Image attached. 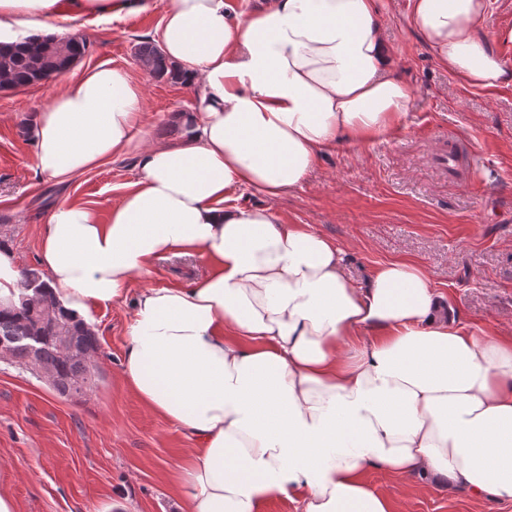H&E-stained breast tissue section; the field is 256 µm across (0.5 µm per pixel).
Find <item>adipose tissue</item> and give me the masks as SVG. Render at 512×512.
<instances>
[{"mask_svg": "<svg viewBox=\"0 0 512 512\" xmlns=\"http://www.w3.org/2000/svg\"><path fill=\"white\" fill-rule=\"evenodd\" d=\"M490 0H411L436 62L465 84L512 85ZM61 0H0V40L41 36ZM384 0H167L165 57L196 90L180 143H152L128 71L60 80L33 129L38 171L64 184L121 156L139 176L107 218L63 201L44 226L50 296L87 315L132 301L120 371L196 443L182 512H395L371 469L448 477L512 500V336L443 315L408 260L347 279L345 251L269 207L339 144L384 141L412 100L382 26ZM200 252L189 288L131 293L155 260Z\"/></svg>", "mask_w": 512, "mask_h": 512, "instance_id": "obj_1", "label": "adipose tissue"}]
</instances>
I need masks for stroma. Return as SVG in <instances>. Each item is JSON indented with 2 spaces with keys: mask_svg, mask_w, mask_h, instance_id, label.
Wrapping results in <instances>:
<instances>
[{
  "mask_svg": "<svg viewBox=\"0 0 512 512\" xmlns=\"http://www.w3.org/2000/svg\"><path fill=\"white\" fill-rule=\"evenodd\" d=\"M147 2V9L106 20L65 13L55 25L88 46L68 79L103 63L126 68L144 89L150 138L176 143L179 117L193 110L195 92L144 70L137 48L155 40L165 0ZM409 13V0H386L383 24L414 96L385 141L326 152L314 174L281 199L245 193L235 202L271 205L282 223L340 244L354 283L382 263L412 261L460 324L512 334V85L490 93L441 68ZM54 91L50 81L0 89V241L22 267H38L41 230L57 203L105 215L139 174L131 155L64 185L38 173L30 130ZM451 148L463 152L455 178L435 164ZM206 270L200 254L160 260L132 285L187 287ZM131 315L128 302L91 307L100 379L86 398H61L0 359V493L12 496L19 512H181L170 475L193 442L119 376ZM368 481L395 499L399 512H512V501L474 500L447 479L374 470Z\"/></svg>",
  "mask_w": 512,
  "mask_h": 512,
  "instance_id": "35a3bbf8",
  "label": "stroma"
}]
</instances>
